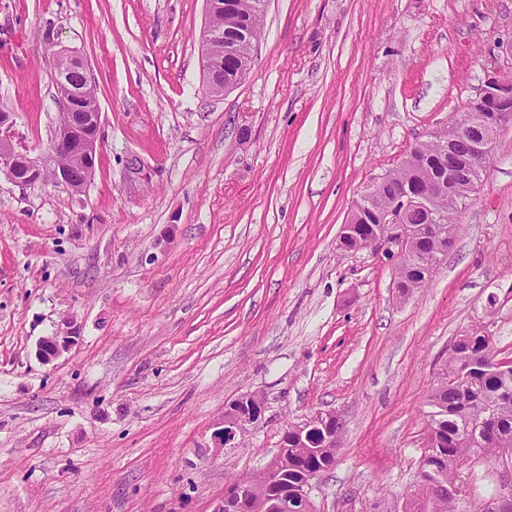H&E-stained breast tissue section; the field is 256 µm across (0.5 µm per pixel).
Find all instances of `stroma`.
Returning a JSON list of instances; mask_svg holds the SVG:
<instances>
[{"instance_id":"1","label":"stroma","mask_w":512,"mask_h":512,"mask_svg":"<svg viewBox=\"0 0 512 512\" xmlns=\"http://www.w3.org/2000/svg\"><path fill=\"white\" fill-rule=\"evenodd\" d=\"M204 23L203 0H0L17 147L50 162L60 48L100 108L83 192L0 177V512H213L320 412L344 429L317 512H403L455 338L481 324L512 357V125L426 288L337 242L372 180L512 76V0H270L220 97ZM249 393L262 416L222 447ZM506 481L486 458L457 478L467 503Z\"/></svg>"}]
</instances>
